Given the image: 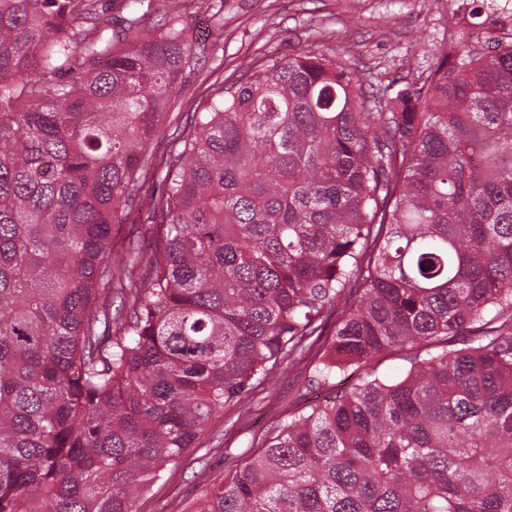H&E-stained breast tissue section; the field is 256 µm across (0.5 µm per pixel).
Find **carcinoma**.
Here are the masks:
<instances>
[{"label": "carcinoma", "instance_id": "obj_1", "mask_svg": "<svg viewBox=\"0 0 512 512\" xmlns=\"http://www.w3.org/2000/svg\"><path fill=\"white\" fill-rule=\"evenodd\" d=\"M167 2L146 33L154 0H0V512H134L330 323L313 377L357 382L193 512H512V41L378 114L332 53L251 63L175 129L157 196L194 60ZM134 204L165 225L138 283Z\"/></svg>", "mask_w": 512, "mask_h": 512}]
</instances>
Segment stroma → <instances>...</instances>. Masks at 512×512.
I'll list each match as a JSON object with an SVG mask.
<instances>
[{
  "label": "stroma",
  "instance_id": "obj_1",
  "mask_svg": "<svg viewBox=\"0 0 512 512\" xmlns=\"http://www.w3.org/2000/svg\"><path fill=\"white\" fill-rule=\"evenodd\" d=\"M185 35L195 66L186 70L174 106L194 111L202 96L235 82L241 58H278L304 51L333 52L370 84L384 112L437 64L440 52L462 46L489 51L512 38V21L471 17V0H224L216 20L212 0H183ZM306 360L282 363L249 400L225 409L134 502L135 512H188L199 473L220 482L256 453L255 438L273 430L290 410L319 396Z\"/></svg>",
  "mask_w": 512,
  "mask_h": 512
}]
</instances>
